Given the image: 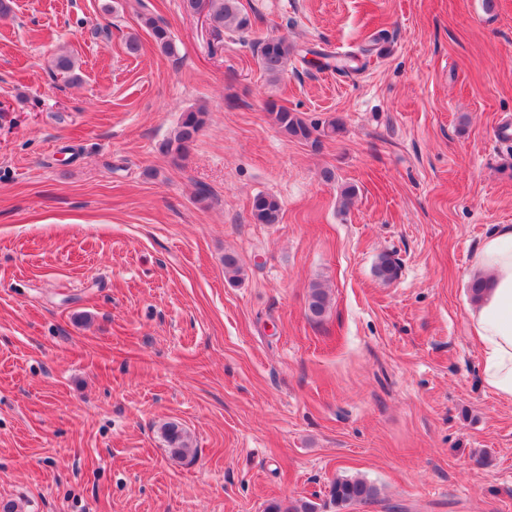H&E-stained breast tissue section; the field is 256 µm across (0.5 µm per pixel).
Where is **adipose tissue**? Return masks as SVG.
Wrapping results in <instances>:
<instances>
[{
    "label": "adipose tissue",
    "mask_w": 512,
    "mask_h": 512,
    "mask_svg": "<svg viewBox=\"0 0 512 512\" xmlns=\"http://www.w3.org/2000/svg\"><path fill=\"white\" fill-rule=\"evenodd\" d=\"M471 274L485 285L468 310L482 379L498 398L512 401V224L498 225L483 239Z\"/></svg>",
    "instance_id": "1"
}]
</instances>
